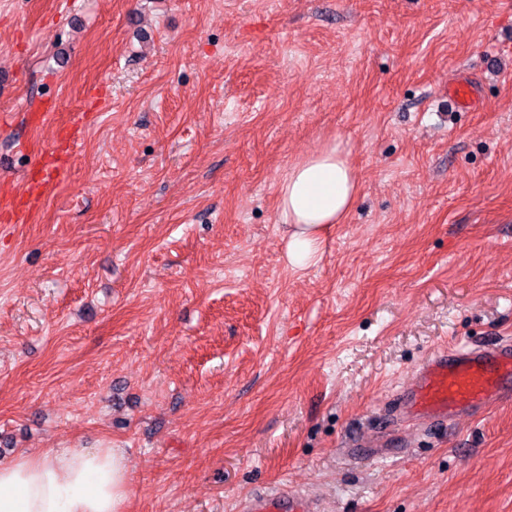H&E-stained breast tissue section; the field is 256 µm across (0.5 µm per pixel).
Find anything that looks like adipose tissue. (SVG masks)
<instances>
[{
  "label": "adipose tissue",
  "instance_id": "ef3b65f1",
  "mask_svg": "<svg viewBox=\"0 0 512 512\" xmlns=\"http://www.w3.org/2000/svg\"><path fill=\"white\" fill-rule=\"evenodd\" d=\"M288 261L301 268L324 229L342 223L360 184L343 149L329 141L297 159L278 185ZM130 474L117 448L47 449L0 461V512H127Z\"/></svg>",
  "mask_w": 512,
  "mask_h": 512
}]
</instances>
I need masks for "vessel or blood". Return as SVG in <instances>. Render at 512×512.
Here are the masks:
<instances>
[{
	"mask_svg": "<svg viewBox=\"0 0 512 512\" xmlns=\"http://www.w3.org/2000/svg\"><path fill=\"white\" fill-rule=\"evenodd\" d=\"M452 109L467 111L478 105L476 85L467 79L448 88ZM512 395V340L482 347L452 345L440 349L413 373L398 399L397 413L412 423L452 422L458 415ZM243 512H311L305 494L293 489H270L248 499Z\"/></svg>",
	"mask_w": 512,
	"mask_h": 512,
	"instance_id": "vessel-or-blood-1",
	"label": "vessel or blood"
}]
</instances>
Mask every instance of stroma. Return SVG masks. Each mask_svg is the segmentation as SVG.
Masks as SVG:
<instances>
[{
    "label": "stroma",
    "mask_w": 512,
    "mask_h": 512,
    "mask_svg": "<svg viewBox=\"0 0 512 512\" xmlns=\"http://www.w3.org/2000/svg\"><path fill=\"white\" fill-rule=\"evenodd\" d=\"M328 140L360 195L295 270L278 184ZM2 199L0 459L123 449L128 512H512V397L395 411L512 338V0H0ZM448 102L452 109L468 111L478 105V90L469 79L458 80L454 85L448 86ZM512 395V340L482 347L452 345L433 353L413 373L398 398L407 422L450 424L458 415ZM309 499L293 489H270L248 499L244 512H311Z\"/></svg>",
    "instance_id": "1"
}]
</instances>
